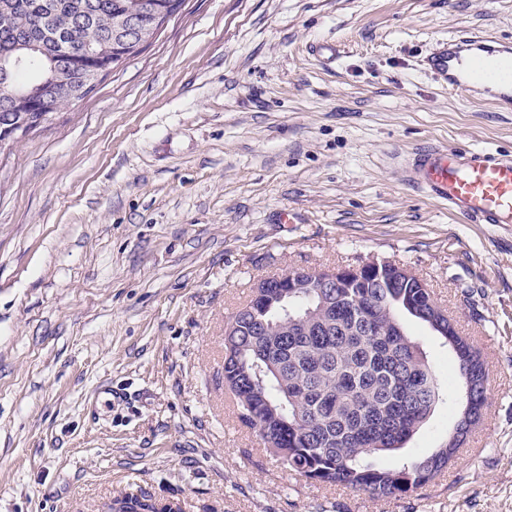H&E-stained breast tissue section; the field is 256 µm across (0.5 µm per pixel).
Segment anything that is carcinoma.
<instances>
[{
	"label": "carcinoma",
	"mask_w": 512,
	"mask_h": 512,
	"mask_svg": "<svg viewBox=\"0 0 512 512\" xmlns=\"http://www.w3.org/2000/svg\"><path fill=\"white\" fill-rule=\"evenodd\" d=\"M0 0V66L16 58L25 70H0V113H10L17 135L41 125L38 112L90 95L108 74L94 50L112 42V64L147 46L161 15L184 0ZM140 15L143 39L122 49L121 19ZM36 105L17 112L20 91ZM407 315L436 334L448 318L429 289L391 266L336 278L334 288H263L234 316L224 337V388L239 419L258 431L289 470L321 484L340 485L374 498L396 497L430 482L448 465V446L393 463L372 458L403 448L439 401L432 366L410 336ZM454 355L451 401L456 421L448 438L466 435L486 405L480 355L465 338L444 340ZM115 512H182L179 503L146 492L128 493Z\"/></svg>",
	"instance_id": "cac0c4a2"
}]
</instances>
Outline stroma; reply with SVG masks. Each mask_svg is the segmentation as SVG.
<instances>
[{"label":"stroma","mask_w":512,"mask_h":512,"mask_svg":"<svg viewBox=\"0 0 512 512\" xmlns=\"http://www.w3.org/2000/svg\"><path fill=\"white\" fill-rule=\"evenodd\" d=\"M465 29L512 41V0H186L0 152V512H112L139 488L183 512H512V227L460 222L406 165L512 152V110L424 68ZM372 257L423 279L487 370L447 468L382 499L284 468L224 388L255 283ZM407 327L453 392L452 352ZM454 422L440 401L409 452Z\"/></svg>","instance_id":"obj_1"}]
</instances>
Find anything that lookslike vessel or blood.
<instances>
[{"instance_id": "1", "label": "vessel or blood", "mask_w": 512, "mask_h": 512, "mask_svg": "<svg viewBox=\"0 0 512 512\" xmlns=\"http://www.w3.org/2000/svg\"><path fill=\"white\" fill-rule=\"evenodd\" d=\"M426 64L451 90L498 85L512 106V42L482 31L448 38ZM413 183L470 224H512V153L467 146L428 147L413 153Z\"/></svg>"}]
</instances>
